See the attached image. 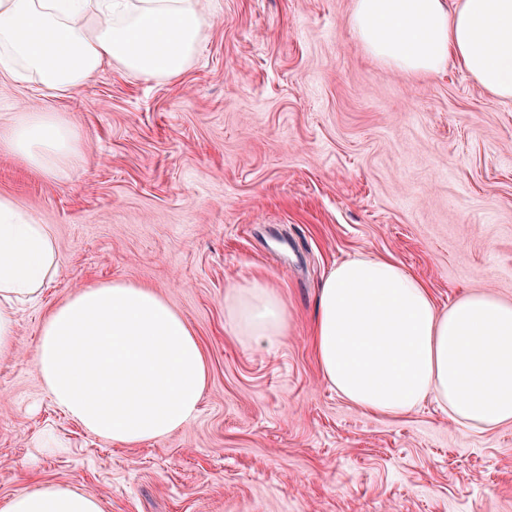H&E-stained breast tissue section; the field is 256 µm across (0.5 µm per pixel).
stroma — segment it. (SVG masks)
<instances>
[{
	"instance_id": "obj_1",
	"label": "stroma",
	"mask_w": 512,
	"mask_h": 512,
	"mask_svg": "<svg viewBox=\"0 0 512 512\" xmlns=\"http://www.w3.org/2000/svg\"><path fill=\"white\" fill-rule=\"evenodd\" d=\"M352 3L204 0L197 59L167 80L107 68L62 97L0 80V124L60 112L85 142L62 180L0 152V196L50 226L60 258L0 357V499L50 481L105 512H512V425L469 430L431 399L366 413L320 375L317 287L351 258L396 260L441 307L512 300V100L456 66L381 67ZM255 278L292 316L271 351L225 327L226 289ZM115 279L179 310L209 370L197 416L135 447L63 415L33 362L49 312Z\"/></svg>"
}]
</instances>
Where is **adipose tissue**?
Here are the masks:
<instances>
[{"mask_svg": "<svg viewBox=\"0 0 512 512\" xmlns=\"http://www.w3.org/2000/svg\"><path fill=\"white\" fill-rule=\"evenodd\" d=\"M207 23L202 0H0V76L62 94L103 67L147 79L183 74ZM349 28L396 72L462 66L512 100V0H353ZM0 151L46 177L81 162L63 113L21 111L0 125ZM48 225L0 196V356L15 351V308L57 274ZM224 318L250 347L287 335L288 310L256 280L224 295ZM313 344L323 380L363 411L399 417L434 399L460 426L512 424V302L467 292L439 308L396 261L360 255L322 279ZM34 366L53 402L91 434L124 446L193 419L208 384L202 347L181 312L123 280L74 290L46 318ZM0 512H104L91 491L46 482L0 500Z\"/></svg>", "mask_w": 512, "mask_h": 512, "instance_id": "adipose-tissue-1", "label": "adipose tissue"}]
</instances>
